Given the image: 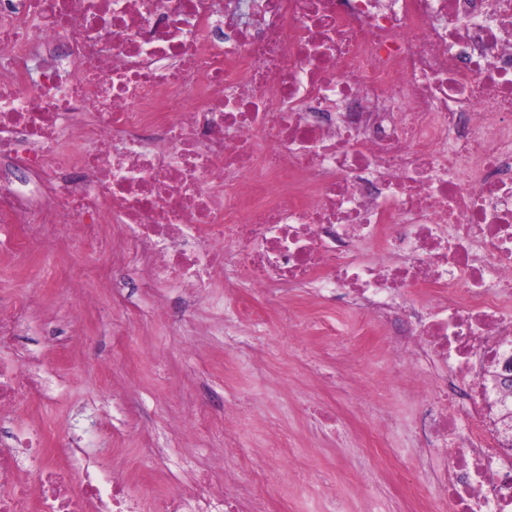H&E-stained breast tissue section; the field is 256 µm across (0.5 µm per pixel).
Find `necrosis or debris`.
<instances>
[{"label":"necrosis or debris","mask_w":512,"mask_h":512,"mask_svg":"<svg viewBox=\"0 0 512 512\" xmlns=\"http://www.w3.org/2000/svg\"><path fill=\"white\" fill-rule=\"evenodd\" d=\"M0 224L16 255L111 246L195 310L307 288L444 366L419 445L441 512H512L487 368L512 367V0H0ZM0 361V420L43 383ZM0 452V512H135Z\"/></svg>","instance_id":"1"}]
</instances>
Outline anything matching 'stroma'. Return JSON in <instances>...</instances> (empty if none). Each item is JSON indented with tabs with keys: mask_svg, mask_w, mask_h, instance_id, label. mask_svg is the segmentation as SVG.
<instances>
[{
	"mask_svg": "<svg viewBox=\"0 0 512 512\" xmlns=\"http://www.w3.org/2000/svg\"><path fill=\"white\" fill-rule=\"evenodd\" d=\"M10 239L0 227V292L28 302L23 337L47 383L14 416L78 443L73 469L102 458L113 476L153 484L143 512L191 499L200 472L210 492L229 469L242 494L262 485L266 512H417L447 477V458L417 442L420 387L399 374L385 329L360 335L358 313L303 291L269 301L213 288L199 322H165L155 310L175 305L178 289L96 291L81 249L20 264ZM241 303L264 318L248 349L235 344ZM285 307L306 333L288 335ZM228 403L243 434L224 427ZM323 409L335 410V429L319 423Z\"/></svg>",
	"mask_w": 512,
	"mask_h": 512,
	"instance_id": "stroma-1",
	"label": "stroma"
}]
</instances>
